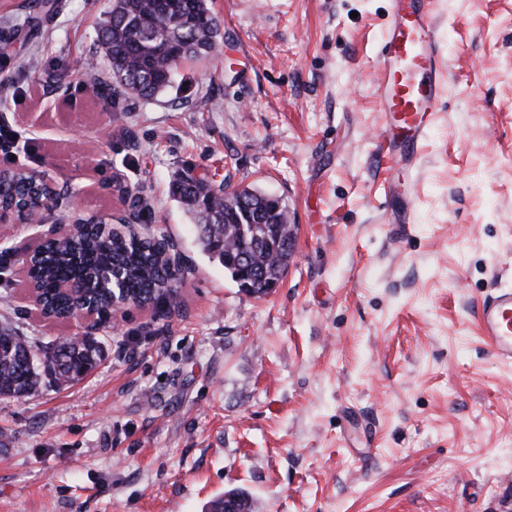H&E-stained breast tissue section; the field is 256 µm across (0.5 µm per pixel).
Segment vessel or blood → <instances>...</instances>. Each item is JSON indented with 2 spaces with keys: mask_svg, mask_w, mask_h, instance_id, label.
Masks as SVG:
<instances>
[{
  "mask_svg": "<svg viewBox=\"0 0 512 512\" xmlns=\"http://www.w3.org/2000/svg\"><path fill=\"white\" fill-rule=\"evenodd\" d=\"M434 0H388V22L377 43L375 98L397 162L419 166L420 145L444 92L443 51ZM479 330L497 358L512 362V288L501 287L477 306Z\"/></svg>",
  "mask_w": 512,
  "mask_h": 512,
  "instance_id": "obj_1",
  "label": "vessel or blood"
}]
</instances>
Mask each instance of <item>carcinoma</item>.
<instances>
[{
	"instance_id": "obj_1",
	"label": "carcinoma",
	"mask_w": 512,
	"mask_h": 512,
	"mask_svg": "<svg viewBox=\"0 0 512 512\" xmlns=\"http://www.w3.org/2000/svg\"><path fill=\"white\" fill-rule=\"evenodd\" d=\"M224 37L208 0H112L97 32V52L112 69V95L155 99L167 92L186 62L221 50ZM170 196L193 216L201 251L218 261L240 289L257 297L288 268V206L273 205L251 187L227 191L185 175ZM50 190L25 172L0 180V203L48 199ZM253 224L241 238L236 225ZM155 237L108 233L89 224L63 244L49 243L34 258L30 276L44 307L59 318L77 301L98 315L112 314V298L149 305L175 297L182 268L171 267ZM96 338L68 336L38 344L10 325L0 326V396L25 398L44 386H66L88 375L102 358Z\"/></svg>"
}]
</instances>
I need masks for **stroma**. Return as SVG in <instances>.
I'll use <instances>...</instances> for the list:
<instances>
[{
	"label": "stroma",
	"mask_w": 512,
	"mask_h": 512,
	"mask_svg": "<svg viewBox=\"0 0 512 512\" xmlns=\"http://www.w3.org/2000/svg\"><path fill=\"white\" fill-rule=\"evenodd\" d=\"M110 5L0 0V120L35 138L0 170L46 174L53 220L119 218L115 182L137 189L120 232L165 235L185 272L95 331L44 318L0 240V323L104 349L0 397V512H209L231 490L253 512H512V364L476 315L512 286V0H439L447 92L416 175L373 94L386 0H212L221 55L116 104L108 63L86 68ZM184 173L285 202L281 288L249 296L201 252ZM386 183L413 223H386Z\"/></svg>",
	"instance_id": "35a3bbf8"
}]
</instances>
